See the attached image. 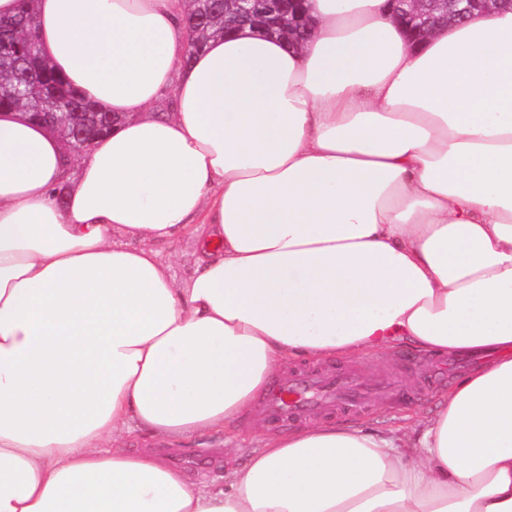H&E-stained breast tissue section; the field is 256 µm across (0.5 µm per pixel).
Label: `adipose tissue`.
Segmentation results:
<instances>
[{
  "label": "adipose tissue",
  "instance_id": "adipose-tissue-1",
  "mask_svg": "<svg viewBox=\"0 0 512 512\" xmlns=\"http://www.w3.org/2000/svg\"><path fill=\"white\" fill-rule=\"evenodd\" d=\"M305 7L301 44L194 53L186 0H35L46 61L119 123L69 160L0 114V512H512V10L415 46L386 0ZM400 342L488 360L430 419L271 435L220 483L123 446ZM161 249L164 256L172 255L173 271L177 279L184 280L192 274L198 256V245L194 239L184 238L172 246H162Z\"/></svg>",
  "mask_w": 512,
  "mask_h": 512
}]
</instances>
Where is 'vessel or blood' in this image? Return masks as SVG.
<instances>
[{
  "instance_id": "vessel-or-blood-1",
  "label": "vessel or blood",
  "mask_w": 512,
  "mask_h": 512,
  "mask_svg": "<svg viewBox=\"0 0 512 512\" xmlns=\"http://www.w3.org/2000/svg\"><path fill=\"white\" fill-rule=\"evenodd\" d=\"M376 394L396 400L409 397L407 391L389 381H367L358 365L305 366L270 383L260 401L259 414L273 428L308 418L322 421L337 415L352 416L364 411Z\"/></svg>"
}]
</instances>
